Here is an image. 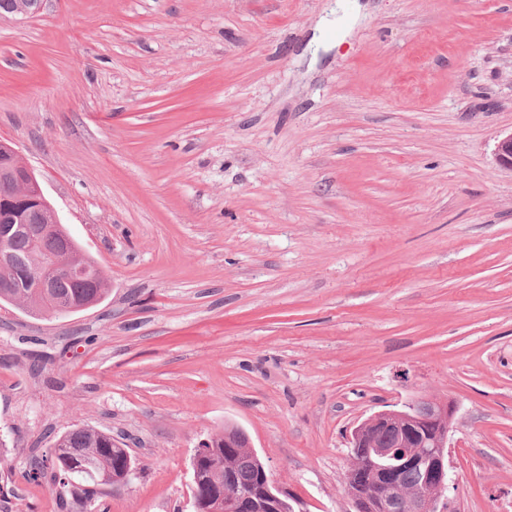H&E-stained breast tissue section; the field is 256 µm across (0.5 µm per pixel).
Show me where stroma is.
Returning a JSON list of instances; mask_svg holds the SVG:
<instances>
[{"label":"stroma","mask_w":512,"mask_h":512,"mask_svg":"<svg viewBox=\"0 0 512 512\" xmlns=\"http://www.w3.org/2000/svg\"><path fill=\"white\" fill-rule=\"evenodd\" d=\"M511 130L512 0L1 17L0 141L108 291L0 303V512H67L27 472L75 425L139 463L88 512H193L228 423L304 512H353V428L417 395L457 404L453 512H512Z\"/></svg>","instance_id":"stroma-1"}]
</instances>
